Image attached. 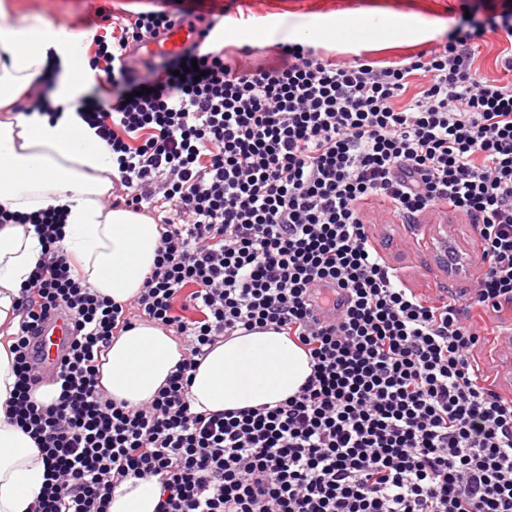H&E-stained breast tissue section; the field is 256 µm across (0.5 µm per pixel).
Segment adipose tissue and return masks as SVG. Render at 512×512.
I'll use <instances>...</instances> for the list:
<instances>
[{
  "mask_svg": "<svg viewBox=\"0 0 512 512\" xmlns=\"http://www.w3.org/2000/svg\"><path fill=\"white\" fill-rule=\"evenodd\" d=\"M422 18L337 13L307 29L284 28L285 41L339 46L400 44L423 27ZM89 33L45 24L40 15L0 23V208L19 214L51 209L64 216V254L81 278L116 303L142 288L154 267L160 237L153 218L108 209L100 199L112 190L118 166L112 152L79 114L78 98L93 78L86 57ZM52 73L51 115H12ZM31 224H0V328L16 329L20 291L43 256ZM185 355L171 331L141 322L121 332L103 359L101 386L112 399L136 405L151 400ZM312 372L307 354L272 331H236L216 344L192 373V411H224L275 404L294 395ZM16 374L14 356L0 342V512H28L40 493L47 460L9 412ZM156 481L129 478L112 491L110 512H155Z\"/></svg>",
  "mask_w": 512,
  "mask_h": 512,
  "instance_id": "adipose-tissue-1",
  "label": "adipose tissue"
}]
</instances>
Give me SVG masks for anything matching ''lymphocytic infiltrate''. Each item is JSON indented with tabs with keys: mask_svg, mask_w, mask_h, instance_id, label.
Here are the masks:
<instances>
[{
	"mask_svg": "<svg viewBox=\"0 0 512 512\" xmlns=\"http://www.w3.org/2000/svg\"><path fill=\"white\" fill-rule=\"evenodd\" d=\"M463 7L442 47L384 66L295 43L241 68L214 48L216 20L180 0L137 13L115 41L94 35L109 100L79 106L117 156L113 204L171 215L142 289L118 304L61 254L60 214L0 211V224L35 225L47 254L10 347L13 420L48 462L32 512H108L128 478L158 482L156 512H512V401L478 361L479 315L512 306V82L477 63L491 32L512 72V0ZM191 16L201 42L136 59L137 43ZM433 213L477 229L484 271L426 295L368 227ZM57 314L73 333L43 405L33 337ZM137 319L188 355L131 407L99 366ZM239 330L286 335L310 376L272 407L192 412L197 358Z\"/></svg>",
	"mask_w": 512,
	"mask_h": 512,
	"instance_id": "obj_1",
	"label": "lymphocytic infiltrate"
}]
</instances>
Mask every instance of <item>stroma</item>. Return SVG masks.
<instances>
[{"label": "stroma", "instance_id": "stroma-1", "mask_svg": "<svg viewBox=\"0 0 512 512\" xmlns=\"http://www.w3.org/2000/svg\"><path fill=\"white\" fill-rule=\"evenodd\" d=\"M141 10L153 7V0H6L7 19L38 13L47 22L62 24L73 32L88 31L96 8L112 14L113 22L131 18L132 4ZM461 0H206L205 10L219 14L224 29L222 47L226 56L242 65L263 64L274 60L276 46L281 41L283 23L313 26L339 11L379 10L394 15L414 14L430 22L434 30L425 38V45H435L438 31L448 29L460 13ZM251 21L264 31L263 36L248 40L234 36L237 22ZM249 54H242V47ZM417 45L377 48L358 45L340 49L329 44L319 45V52L335 60H350L361 56L387 64L414 54ZM369 232L375 244L397 267L405 284L419 292H435L460 288L465 278L448 275L435 249L436 240L449 238L460 251L468 253L470 265L466 278H476L483 272L481 240L477 230L451 222H439L429 216L425 224L410 227L405 224H373Z\"/></svg>", "mask_w": 512, "mask_h": 512}]
</instances>
